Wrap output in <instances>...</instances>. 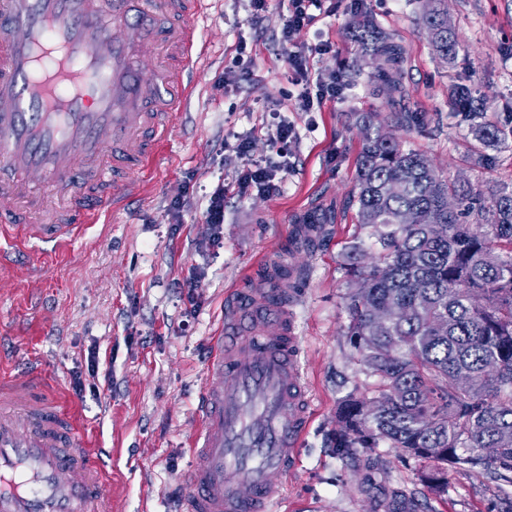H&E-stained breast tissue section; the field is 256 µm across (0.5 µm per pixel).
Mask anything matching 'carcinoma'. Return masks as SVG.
<instances>
[{"label": "carcinoma", "mask_w": 512, "mask_h": 512, "mask_svg": "<svg viewBox=\"0 0 512 512\" xmlns=\"http://www.w3.org/2000/svg\"><path fill=\"white\" fill-rule=\"evenodd\" d=\"M445 0H421V19L433 32L434 51L443 61L457 51L448 30ZM356 38L372 57L388 101L404 93L398 62L401 48L365 19ZM469 87L448 90V105L472 111ZM362 148L357 158L354 199L356 220L370 229L376 249L363 262L365 243L346 247L348 285L347 336L362 362L381 381L378 396L352 393L340 404L333 441L337 448H377L387 442L415 458L435 462L424 478L435 491L448 490V468H481L493 479L512 485V445L492 458L484 450L504 431L512 432V186L488 192L469 183L442 178L428 159L388 142L375 133L371 118H362ZM475 140L489 148L498 130L478 126ZM399 182L402 193L388 188ZM406 209L420 223L402 224ZM443 227L436 236L429 225ZM366 282L358 292L354 283ZM411 314L385 325L375 323L380 308ZM466 370L472 389L463 391L454 378ZM379 404L374 415L364 413ZM386 512H416L399 494Z\"/></svg>", "instance_id": "1"}]
</instances>
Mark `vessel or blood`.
<instances>
[{
  "mask_svg": "<svg viewBox=\"0 0 512 512\" xmlns=\"http://www.w3.org/2000/svg\"><path fill=\"white\" fill-rule=\"evenodd\" d=\"M212 0H0V239L61 246L123 211L169 142L206 56ZM164 27H156L157 18ZM161 64L145 75L136 65ZM285 258L224 307L205 364L178 512H269L298 463L312 400ZM112 453L39 366L0 376V512H112Z\"/></svg>",
  "mask_w": 512,
  "mask_h": 512,
  "instance_id": "1",
  "label": "vessel or blood"
}]
</instances>
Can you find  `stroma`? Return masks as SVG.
I'll use <instances>...</instances> for the list:
<instances>
[{
    "label": "stroma",
    "instance_id": "1",
    "mask_svg": "<svg viewBox=\"0 0 512 512\" xmlns=\"http://www.w3.org/2000/svg\"><path fill=\"white\" fill-rule=\"evenodd\" d=\"M335 13L296 36L311 44L324 33L335 52L309 59L312 73L339 72L349 84L342 99L319 112H301L300 91L274 41L282 7L250 19L244 0H216L199 26L210 57L197 89L164 150L157 175L125 211L101 217L68 252L55 255L32 243L16 253L14 272L0 274V330L7 375L37 363L57 395L81 414L90 441L112 450L115 512H177L192 455L197 395L204 365L224 316V300L264 257L278 255L303 217L329 212L314 249L290 251L304 274L297 297L302 363L308 371L313 419L297 466L273 480L285 489L273 512H383L391 491L418 501L421 512H512V486L479 471L452 470L448 491L433 492L422 476L430 462L380 445L337 455L330 443L336 407L348 393L376 396L370 373L347 336L344 247L369 232L357 224L350 200L361 148L357 120L382 122L388 108L377 94L371 61L353 35L370 16L403 49L402 107L413 112L397 129L404 148L424 154L440 176L487 189L512 184V0H448L458 40L449 63L434 55L417 0H332ZM249 57L245 78L225 81L238 43ZM467 85L477 109L448 107V89ZM279 109L296 132L291 169L279 194L227 195L222 247L212 244L201 212L218 181L268 158L262 131L266 111ZM497 127L505 139L489 168L474 166L472 131ZM251 135L247 153L226 151L235 135ZM182 199L180 211L171 204ZM201 279V306L190 312L181 284ZM98 355L97 373L89 371ZM83 380L84 391L74 389Z\"/></svg>",
    "mask_w": 512,
    "mask_h": 512
}]
</instances>
